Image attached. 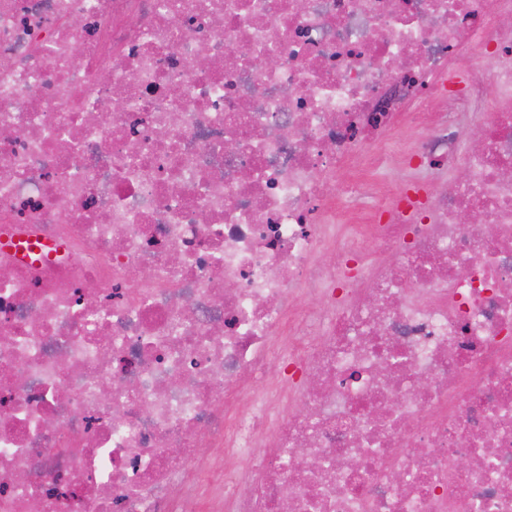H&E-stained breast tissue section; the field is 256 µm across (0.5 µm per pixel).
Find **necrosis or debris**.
<instances>
[{
    "mask_svg": "<svg viewBox=\"0 0 512 512\" xmlns=\"http://www.w3.org/2000/svg\"><path fill=\"white\" fill-rule=\"evenodd\" d=\"M0 512H512V0H0Z\"/></svg>",
    "mask_w": 512,
    "mask_h": 512,
    "instance_id": "obj_1",
    "label": "necrosis or debris"
}]
</instances>
